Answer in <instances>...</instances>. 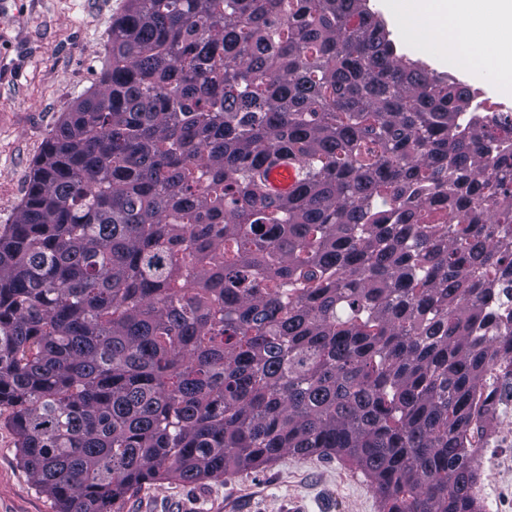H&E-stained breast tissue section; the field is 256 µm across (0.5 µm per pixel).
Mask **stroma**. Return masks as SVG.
Wrapping results in <instances>:
<instances>
[{
  "instance_id": "35a3bbf8",
  "label": "stroma",
  "mask_w": 512,
  "mask_h": 512,
  "mask_svg": "<svg viewBox=\"0 0 512 512\" xmlns=\"http://www.w3.org/2000/svg\"><path fill=\"white\" fill-rule=\"evenodd\" d=\"M123 0H0V225L12 223L33 163L55 130L99 78L112 18ZM373 10L409 54L448 78L489 96L512 90L494 77L475 76L414 37L393 14L390 0ZM477 497L484 512H512V445L487 441L477 453ZM0 512H57L21 466L17 437L0 416ZM121 512H382L367 478L333 456L286 454L257 469L236 470L220 481H161L129 494Z\"/></svg>"
}]
</instances>
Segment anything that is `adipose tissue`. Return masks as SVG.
<instances>
[{
    "instance_id": "ef3b65f1",
    "label": "adipose tissue",
    "mask_w": 512,
    "mask_h": 512,
    "mask_svg": "<svg viewBox=\"0 0 512 512\" xmlns=\"http://www.w3.org/2000/svg\"><path fill=\"white\" fill-rule=\"evenodd\" d=\"M416 36H427L451 59L512 84V0H399Z\"/></svg>"
}]
</instances>
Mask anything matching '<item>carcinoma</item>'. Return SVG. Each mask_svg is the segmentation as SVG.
Returning <instances> with one entry per match:
<instances>
[{"label":"carcinoma","mask_w":512,"mask_h":512,"mask_svg":"<svg viewBox=\"0 0 512 512\" xmlns=\"http://www.w3.org/2000/svg\"><path fill=\"white\" fill-rule=\"evenodd\" d=\"M471 105L368 0H126L0 225V408L58 512L286 453L481 512L512 150ZM266 191L272 195H287L298 185L296 162L280 160L271 164L265 174Z\"/></svg>","instance_id":"carcinoma-1"}]
</instances>
